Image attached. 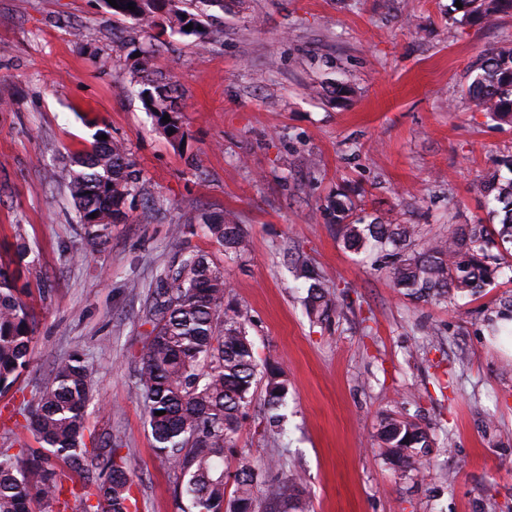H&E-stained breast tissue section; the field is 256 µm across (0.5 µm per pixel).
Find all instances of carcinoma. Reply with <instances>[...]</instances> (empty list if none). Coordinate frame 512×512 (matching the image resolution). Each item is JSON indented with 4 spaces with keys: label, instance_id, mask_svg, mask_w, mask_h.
<instances>
[{
    "label": "carcinoma",
    "instance_id": "carcinoma-1",
    "mask_svg": "<svg viewBox=\"0 0 512 512\" xmlns=\"http://www.w3.org/2000/svg\"><path fill=\"white\" fill-rule=\"evenodd\" d=\"M106 5L114 15L138 24L194 38L199 46L210 40L209 19L241 0H116ZM462 19L490 20L512 11V0H460ZM134 10L127 9L128 5ZM193 24L187 31L185 26ZM138 96L157 125L171 138H183L177 84L159 75L151 56L139 58L133 71ZM469 94L483 111L512 120V43L502 44L481 56ZM169 116L170 122L162 118ZM94 135L90 150L72 159L78 169L65 167L60 177L67 183L83 224L87 250L95 252L108 237L112 225L121 223L126 210L136 205L143 184L127 145L112 137ZM491 196L494 224H450L448 236L414 247L417 225L349 220V208L336 201L328 206L344 245L365 249L387 258L389 278L415 300H438L451 305L459 297L476 296L502 272L505 244H512V178L502 180L497 170H487L483 180ZM208 234L236 256L247 250L242 225L225 213L220 219L202 218ZM27 255L18 248L16 268H0V393L9 390L19 370L30 358L35 315L18 287ZM299 277L311 281L307 291L309 312L319 320L330 315L334 302L331 285L305 263ZM151 330L144 336L136 370V388L147 410L146 421L155 448L174 469L189 512H253L258 486L272 512H306L304 490L292 480L286 486L268 484L269 466H258L240 457L234 470L224 458L234 451L257 388V360L248 336V311L226 290L224 273L209 256L185 250L155 289L146 313ZM266 411L264 429L274 431L285 404L288 379L280 367L264 373ZM91 396L90 372L83 360L71 356L53 369L51 383L37 405L19 412L40 447L17 454L0 452V512H34L33 506L69 508V498L83 512H132L137 508L127 457L108 442L101 448L85 443V408ZM165 411L161 416L157 411ZM378 438L389 459L405 471L422 464L433 446V437L419 423L388 414L380 423ZM96 471L97 504L90 493L68 486L67 467ZM234 495L226 497V486Z\"/></svg>",
    "mask_w": 512,
    "mask_h": 512
}]
</instances>
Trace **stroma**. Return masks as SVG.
Here are the masks:
<instances>
[{
    "mask_svg": "<svg viewBox=\"0 0 512 512\" xmlns=\"http://www.w3.org/2000/svg\"><path fill=\"white\" fill-rule=\"evenodd\" d=\"M211 29L203 49L103 0H0V265L26 245L36 314L29 365L0 395V449L36 447L7 418L79 355L94 387L87 446L109 438L127 455L137 512H182L132 375L151 293L186 244L223 266L259 366L287 375L282 432L263 429L259 389L236 440L272 462L268 482L300 473L309 512H512V355L487 322L512 282L452 308L412 300L325 215L339 197L417 225L423 241L490 222L481 181L512 155V123L467 88L481 55L512 41V14L467 24L452 0H243ZM141 51L184 93L183 142L134 91ZM100 128L128 144L182 228L140 206L86 253L59 172ZM226 211L250 241L244 255H222L202 228L201 215ZM299 259L335 286L328 321L307 313ZM390 412L434 436L421 472L380 448Z\"/></svg>",
    "mask_w": 512,
    "mask_h": 512,
    "instance_id": "35a3bbf8",
    "label": "stroma"
}]
</instances>
